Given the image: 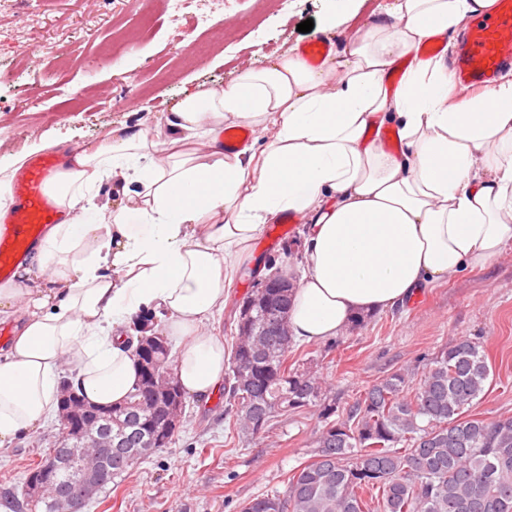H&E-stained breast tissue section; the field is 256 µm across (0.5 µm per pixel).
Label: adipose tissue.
<instances>
[{
    "instance_id": "1",
    "label": "adipose tissue",
    "mask_w": 512,
    "mask_h": 512,
    "mask_svg": "<svg viewBox=\"0 0 512 512\" xmlns=\"http://www.w3.org/2000/svg\"><path fill=\"white\" fill-rule=\"evenodd\" d=\"M496 0H356L342 55L298 49L184 90L156 124L123 125L64 156L61 220L0 284V447L41 430L63 388L110 407L140 380L135 316L159 312L175 376L210 399L228 364L212 324L266 224L305 225L288 312L294 340L484 267L512 247V79L457 96L444 41ZM397 116L395 146L379 144ZM265 134L224 147V131ZM118 207L97 205L105 184Z\"/></svg>"
}]
</instances>
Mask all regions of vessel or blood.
<instances>
[{
    "mask_svg": "<svg viewBox=\"0 0 512 512\" xmlns=\"http://www.w3.org/2000/svg\"><path fill=\"white\" fill-rule=\"evenodd\" d=\"M468 39L458 61L455 90L464 94L512 62V0H498L492 17L466 21ZM57 172L53 157L34 159L12 185L15 207L8 224L0 226V279L8 278L47 224L58 223V209L48 188Z\"/></svg>",
    "mask_w": 512,
    "mask_h": 512,
    "instance_id": "b4317fda",
    "label": "vessel or blood"
}]
</instances>
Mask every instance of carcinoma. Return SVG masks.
<instances>
[{"label": "carcinoma", "mask_w": 512, "mask_h": 512, "mask_svg": "<svg viewBox=\"0 0 512 512\" xmlns=\"http://www.w3.org/2000/svg\"><path fill=\"white\" fill-rule=\"evenodd\" d=\"M246 300L247 307L235 310L237 335L224 376L228 428L239 438L254 437L270 432L274 419L315 405L324 425L284 491L246 500L239 512H512V416L467 414L490 385L481 342L454 339L423 364L388 374L342 415L336 404L321 401L319 376L288 363L291 337L270 331L269 310L288 309L289 297L255 288ZM243 357L253 372L247 386L237 375ZM103 429L121 447L102 449L93 475L60 448L55 496L34 505L25 492L6 489L4 505L13 512H57L63 499H91L117 484L134 468L127 449L150 437L160 451L175 441L173 434L154 435L135 393Z\"/></svg>", "instance_id": "carcinoma-1"}]
</instances>
